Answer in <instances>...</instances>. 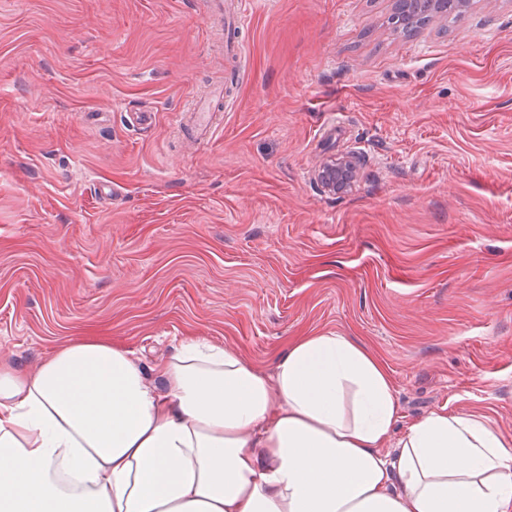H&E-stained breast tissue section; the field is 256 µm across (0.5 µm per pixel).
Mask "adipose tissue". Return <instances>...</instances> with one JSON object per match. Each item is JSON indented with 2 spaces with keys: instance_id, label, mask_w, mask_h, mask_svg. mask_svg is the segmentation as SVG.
Returning <instances> with one entry per match:
<instances>
[{
  "instance_id": "adipose-tissue-1",
  "label": "adipose tissue",
  "mask_w": 512,
  "mask_h": 512,
  "mask_svg": "<svg viewBox=\"0 0 512 512\" xmlns=\"http://www.w3.org/2000/svg\"><path fill=\"white\" fill-rule=\"evenodd\" d=\"M400 418L387 364L351 336L295 337L268 369L219 342L148 365L86 336L0 360V512H512L492 422Z\"/></svg>"
}]
</instances>
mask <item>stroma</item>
<instances>
[{
    "mask_svg": "<svg viewBox=\"0 0 512 512\" xmlns=\"http://www.w3.org/2000/svg\"><path fill=\"white\" fill-rule=\"evenodd\" d=\"M393 4L249 0L231 56L208 0H0V356L113 336L151 364L193 336L268 367L335 332L403 421L512 437V0L412 37ZM215 82L184 149L170 112ZM224 93L222 89L211 91L206 97L193 98L173 112V129L182 142L195 146L211 138L217 128L216 112H222ZM355 171V155H342L324 162L316 177L329 191L342 193L352 186Z\"/></svg>",
    "mask_w": 512,
    "mask_h": 512,
    "instance_id": "1",
    "label": "stroma"
}]
</instances>
